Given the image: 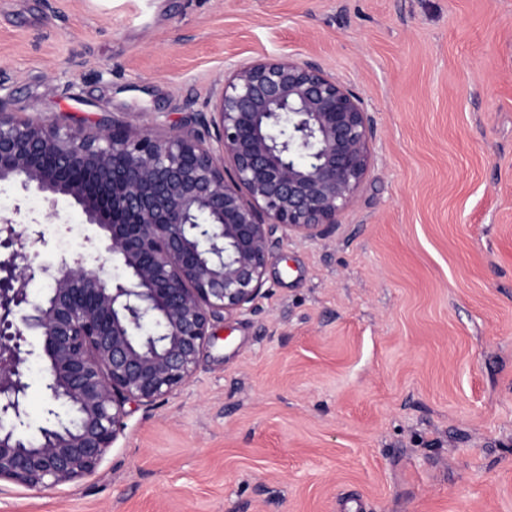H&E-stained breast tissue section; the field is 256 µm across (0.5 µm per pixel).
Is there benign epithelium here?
Here are the masks:
<instances>
[{"mask_svg": "<svg viewBox=\"0 0 512 512\" xmlns=\"http://www.w3.org/2000/svg\"><path fill=\"white\" fill-rule=\"evenodd\" d=\"M373 121L317 64L264 58L224 77L194 125L157 133L114 119L74 131L20 119L0 99V182L78 204L86 237L125 269L85 258L34 265V224L0 218V482L55 489L92 476L124 430L125 405H154L186 384L212 322L250 312L275 249L338 223L370 171ZM49 274L40 301L26 285ZM47 360V426L27 417L28 350Z\"/></svg>", "mask_w": 512, "mask_h": 512, "instance_id": "obj_1", "label": "benign epithelium"}]
</instances>
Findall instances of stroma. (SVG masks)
I'll return each mask as SVG.
<instances>
[{"label": "stroma", "mask_w": 512, "mask_h": 512, "mask_svg": "<svg viewBox=\"0 0 512 512\" xmlns=\"http://www.w3.org/2000/svg\"><path fill=\"white\" fill-rule=\"evenodd\" d=\"M289 55L352 88L373 165L330 232L284 239L192 379L126 405L96 473L0 482V512H512V0H0V99L71 126L190 125ZM0 182L36 262L86 256L60 197ZM32 352L24 435L45 426Z\"/></svg>", "instance_id": "obj_1"}]
</instances>
